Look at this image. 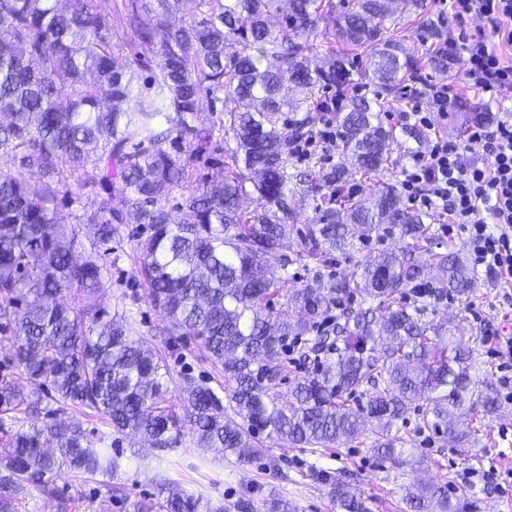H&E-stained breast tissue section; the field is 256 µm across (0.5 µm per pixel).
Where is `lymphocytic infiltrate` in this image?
Segmentation results:
<instances>
[{
  "mask_svg": "<svg viewBox=\"0 0 512 512\" xmlns=\"http://www.w3.org/2000/svg\"><path fill=\"white\" fill-rule=\"evenodd\" d=\"M449 21L476 16L485 33L464 39L469 86L488 102L512 90V61L501 47L512 46V0H448ZM477 145L478 159L464 161L462 143ZM412 205L442 210L471 248L475 266L512 276V114L469 124L463 142L431 140L415 157L402 182Z\"/></svg>",
  "mask_w": 512,
  "mask_h": 512,
  "instance_id": "1",
  "label": "lymphocytic infiltrate"
}]
</instances>
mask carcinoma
Returning <instances> with one entry per match:
<instances>
[{
  "label": "carcinoma",
  "mask_w": 512,
  "mask_h": 512,
  "mask_svg": "<svg viewBox=\"0 0 512 512\" xmlns=\"http://www.w3.org/2000/svg\"><path fill=\"white\" fill-rule=\"evenodd\" d=\"M395 5L435 37L423 0H128L115 18L102 15L97 0H0V334L11 342L0 360L1 415L40 409L49 385L57 400L97 410L115 433L141 434L147 447L137 455L172 450L189 431L199 448L271 465L266 437L328 448L366 425L377 454L406 465L391 433L412 408L449 441H471L474 422L500 403L490 387L478 388L473 349L456 327L425 320L432 304L466 294L477 278L462 253L428 251L423 259L417 248L386 252L328 276L321 288H292L289 301L304 311L296 322L272 306L281 287L266 258L292 236L296 249L280 258L283 283L290 266L319 265L382 224L417 241L436 234L392 184L345 193L336 185L352 173L342 166L319 159L307 173L290 166L324 112L340 129L342 155L368 182L393 165L399 138L422 137L409 125L384 124L381 98L358 93L359 79L369 76L399 106L400 74L417 73L387 26ZM173 14L177 25L168 23ZM327 19L325 49L318 37ZM120 26L149 48L156 68L126 59L114 40ZM337 43L346 52L336 54ZM263 60L274 68L260 69ZM455 61L451 49L430 59L448 77ZM226 98L234 107L224 106ZM228 135L235 147L226 150ZM213 168L221 178L205 173ZM24 169L39 177H25ZM63 169L78 190H115L123 202L77 217L94 246L80 259L75 227L59 211L61 198H74ZM324 188L327 207L298 227L294 194ZM254 193L259 206L242 208ZM117 224L148 225L136 243V274L168 316L169 334L193 338L221 367L231 382L225 395L185 372L186 397L176 409L162 358L129 336L125 318L98 314L100 260L112 253ZM431 266L441 273L436 286L403 300ZM356 298L361 307H345ZM335 307L341 313L332 318ZM302 342L323 358L313 359V375L283 401V355ZM19 376L36 388L23 391ZM360 390L366 403L351 405ZM117 467L75 419L6 430L0 512H18L28 486L70 512L57 478ZM312 477L330 487L342 512H370L329 471L314 469ZM406 504L411 512H475L467 492L450 495L446 484L410 490ZM129 507L224 512L171 482Z\"/></svg>",
  "instance_id": "cac0c4a2"
}]
</instances>
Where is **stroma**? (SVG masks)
Returning a JSON list of instances; mask_svg holds the SVG:
<instances>
[{
	"label": "stroma",
	"instance_id": "1",
	"mask_svg": "<svg viewBox=\"0 0 512 512\" xmlns=\"http://www.w3.org/2000/svg\"><path fill=\"white\" fill-rule=\"evenodd\" d=\"M394 32L407 52L420 59V79L404 82L403 111L382 112V122L412 125L416 113L422 112L429 119L424 128L427 138H459L470 122L469 114L440 113L432 103V89L444 86L458 99L477 103V96L467 84L465 62H457L452 77H442L424 61L427 43L422 29L404 19ZM121 206L119 194L101 192L83 196L80 202L62 208L65 221L76 225L80 255L90 253L91 242L85 226L76 224V215ZM119 230V239L112 242L114 261L97 301L104 318L125 317L132 337L147 340L163 356L172 376L173 403H180L184 396L182 373H190L196 381L214 388L224 384L221 368L193 339L168 335L167 315L154 306L148 288L135 278L136 236L141 225L123 224ZM407 244L399 230L381 225L365 242L327 255L320 269H296L293 284L299 288L317 287L320 274L348 269L380 253L406 249ZM430 318L437 322L461 319L463 336L474 350L471 374L477 381L491 384L501 402L500 412L485 418L476 439L464 446L431 435L421 428L419 413L412 410L399 423L397 433L398 445L409 460L405 467L379 460L366 433L327 450L267 440L276 460L270 467L260 460L242 463L214 451H203L188 436L173 450L138 457L132 450L141 446L140 437L115 435L97 411L63 407L48 396L43 410L57 409L62 418L80 420L94 447L119 458L113 475L69 474L58 478L56 485L72 500V512H129L128 501L153 496L160 480L176 483L187 493L223 502L225 512H236L235 503L244 497L252 499L253 512H267V504L274 498L287 500L294 512H340L328 486L309 475L311 467L318 466L336 476H348L352 491L366 499L370 512H406L404 497L409 486L440 485L451 479L466 488L478 512H505L504 503H512V353L497 355L493 348L496 337H512V279L480 271L469 293L438 304Z\"/></svg>",
	"mask_w": 512,
	"mask_h": 512
}]
</instances>
